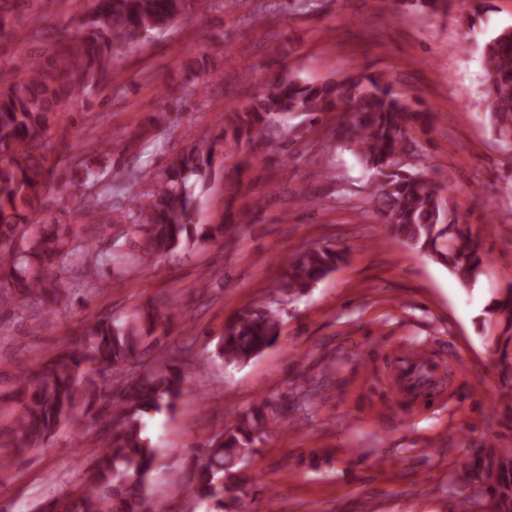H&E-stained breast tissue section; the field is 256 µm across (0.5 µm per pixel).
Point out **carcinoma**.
<instances>
[{"instance_id":"obj_1","label":"carcinoma","mask_w":512,"mask_h":512,"mask_svg":"<svg viewBox=\"0 0 512 512\" xmlns=\"http://www.w3.org/2000/svg\"><path fill=\"white\" fill-rule=\"evenodd\" d=\"M415 2L431 17L452 7V0ZM210 4L211 0H90L80 37L60 42L45 60L21 61L22 75L0 83V279L13 288L0 294V310L30 299L54 309L69 295L53 270L58 257L74 245V231L69 224L34 223L57 164L46 151L44 136L58 123L65 103L80 91L115 79L114 54L142 42L189 9ZM481 59L485 113L511 151L512 27L484 42ZM345 106L354 113L339 131L340 142L378 176L372 204L391 232L446 264L462 285L474 282L485 260L481 236L470 225L449 220L439 185L397 162L410 140L409 127L426 122L429 113L412 109L408 97L393 90L384 76L364 71L318 84L275 76L259 96L226 108L219 117L222 134L208 150L190 147L170 156L161 171L144 176L146 187H129L125 205L107 192L99 193L88 220L103 233L114 224H125L129 231L145 230L144 264L213 240L224 233V225L196 223L191 185L208 181L215 153H226L229 145L250 147L293 113L315 117ZM78 248L94 269L117 258L95 251L86 240ZM344 258V251L330 244L299 249L284 261L276 288L290 297L301 296ZM485 313L489 322L501 327L488 344L499 351L501 376L512 384V287L498 291ZM172 319L171 312L163 318L149 310L121 322L107 317L88 321L53 356L17 378L9 433L15 455L52 441L62 428L81 429L79 412L85 415L97 408L111 417V430L101 442L91 476L95 499L73 491L46 500L41 512H153L147 492L157 453L142 435L143 417L175 406L183 375L173 360L138 374L128 372L127 365ZM279 335L275 310L248 307L225 327L216 356L227 366L241 365L272 346ZM284 417L267 398L237 417L212 440L184 494L211 502L220 512H245L250 502L240 464L256 452L268 428L281 424ZM456 479L486 493L493 512H512V448L492 447L480 458L459 462Z\"/></svg>"}]
</instances>
